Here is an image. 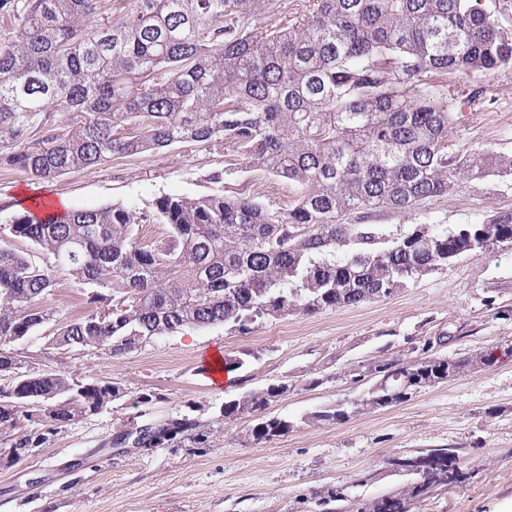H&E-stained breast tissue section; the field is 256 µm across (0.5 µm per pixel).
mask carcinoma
I'll list each match as a JSON object with an SVG mask.
<instances>
[{
	"label": "carcinoma",
	"instance_id": "obj_1",
	"mask_svg": "<svg viewBox=\"0 0 512 512\" xmlns=\"http://www.w3.org/2000/svg\"><path fill=\"white\" fill-rule=\"evenodd\" d=\"M116 17H111V14ZM0 165L39 179L173 145L227 148L213 188L188 198L162 195L147 209H68L15 215L10 233L52 264L0 245V349L52 320L44 307L58 275L97 286L88 315L57 323L51 349L96 342L125 357L157 336L224 324L246 334L267 318L386 299L461 258L512 251V211L485 223L433 230L418 225L389 238L380 224H351L382 208L410 209L462 183L512 176V157L448 146V104L423 92L429 73L472 74L512 64V35L481 0H313L288 15L283 0H0ZM60 110L66 122L49 124ZM296 187L286 209L224 194L235 163ZM165 224L144 244L138 226ZM425 337L416 355L369 359L350 371L374 385L339 412L383 409L464 373L469 358L436 352ZM323 378L281 380L224 402V422L249 419L254 444L287 435L294 423L270 406ZM0 398V425L14 427L18 458L48 441L19 427L57 400L51 418L95 414L122 397L112 383L67 372L19 378ZM183 418L139 430L156 448L184 433ZM414 476L407 494L358 512H410V504L467 480L449 448L390 459Z\"/></svg>",
	"mask_w": 512,
	"mask_h": 512
}]
</instances>
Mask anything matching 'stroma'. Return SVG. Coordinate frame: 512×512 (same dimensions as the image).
I'll use <instances>...</instances> for the list:
<instances>
[{
  "label": "stroma",
  "instance_id": "35a3bbf8",
  "mask_svg": "<svg viewBox=\"0 0 512 512\" xmlns=\"http://www.w3.org/2000/svg\"><path fill=\"white\" fill-rule=\"evenodd\" d=\"M429 84L453 114L449 143L512 156V66L466 76L435 73ZM223 166V147L177 145L51 180L0 167V244L42 260L36 246L7 229L22 208L48 209L61 200L72 209L145 208L164 194L208 193V174ZM224 191L274 210L294 197L288 181L243 165L225 176ZM510 210L512 177L492 176L409 210L375 212L371 221L403 235L418 224L440 230ZM88 290L60 276L44 301L52 322L19 349L36 355L38 370L109 382L124 395L59 426L27 458L0 460V512H317L316 500L332 487L343 489L356 510L409 483V475L391 470L389 457L444 447L456 449L472 479L412 504L411 512H512V358L473 365L397 406L360 408L344 422L309 418L368 392L369 382L351 383V368L379 355L410 359L420 338L443 337L439 351L452 358L511 345L512 251L458 260L387 299L267 319L246 334L221 324L188 328L122 358L91 347L69 353L46 348L55 322L88 313ZM216 351L245 361L234 381L218 389L198 372L202 356ZM313 375L322 385L295 389L270 407L294 424L284 437L252 444L243 435L247 419H219L225 401L250 389ZM143 393L152 395L151 403H139ZM185 416L207 427L205 444L177 438L149 451L116 452L114 442L128 427Z\"/></svg>",
  "mask_w": 512,
  "mask_h": 512
}]
</instances>
